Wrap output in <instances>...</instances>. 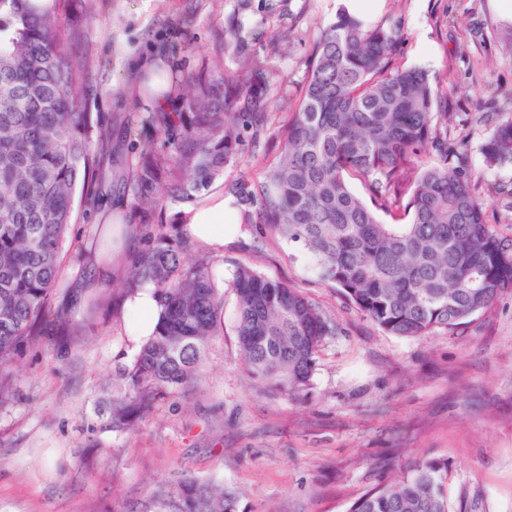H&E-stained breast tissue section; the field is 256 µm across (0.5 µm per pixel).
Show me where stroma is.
I'll use <instances>...</instances> for the list:
<instances>
[{
	"mask_svg": "<svg viewBox=\"0 0 512 512\" xmlns=\"http://www.w3.org/2000/svg\"><path fill=\"white\" fill-rule=\"evenodd\" d=\"M344 0H104L81 16L67 0L63 26L81 24V51L100 60L90 109L102 124L127 123L112 138L119 165H134L149 98L135 83L142 57L161 58L174 78L216 56L224 66L264 61L276 75L267 127L246 128L225 179L260 180L280 150L279 127L301 98L312 46ZM364 19L397 25L396 65L453 84L451 139L467 143V172L486 201L484 221L512 237V166L487 168L480 153L512 93V11L502 0H382ZM135 224L131 193L113 184L100 211L76 201L67 238L93 254L100 212ZM214 254L224 325L196 382L160 400L130 429L112 427L120 371L140 342L130 336L123 282L142 241L125 238L106 290L67 302L64 326L16 356L0 397V512H135L159 484L190 479L233 490L239 512H348L365 491L415 463L447 464L450 512H512V291L453 331L419 337L383 332L300 249L268 227ZM297 288L338 330L323 344L297 401L247 376L235 336L236 265Z\"/></svg>",
	"mask_w": 512,
	"mask_h": 512,
	"instance_id": "1",
	"label": "stroma"
}]
</instances>
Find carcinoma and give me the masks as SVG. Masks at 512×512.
<instances>
[{
  "instance_id": "carcinoma-1",
  "label": "carcinoma",
  "mask_w": 512,
  "mask_h": 512,
  "mask_svg": "<svg viewBox=\"0 0 512 512\" xmlns=\"http://www.w3.org/2000/svg\"><path fill=\"white\" fill-rule=\"evenodd\" d=\"M58 2L0 0V394L15 356L64 317L51 304L67 260L76 191L90 204L112 181V149L98 150L88 110L91 67L76 51L83 30H64ZM401 35L342 8L314 43L304 93L262 179L224 182L248 224L297 243L373 324L395 336L452 331L512 290V239L484 223L485 201L465 171L461 142H448L450 85L427 70L394 65ZM273 77L256 59L235 70L223 57L169 88L177 105L143 120L128 174L132 207L152 214L206 190L235 158L242 131L263 123ZM164 138V149L157 146ZM437 162L416 159L429 152ZM489 167L512 165V100L481 145ZM371 196L356 195L349 180ZM408 196L406 224L377 210ZM125 288L154 287L159 319L113 398L112 428L195 381L210 337L224 323L213 263L154 224L138 228ZM238 347L249 377L290 398L308 385L336 322L288 285L236 266ZM139 512H237V496L197 480L165 484ZM348 512H448L447 466L427 460L369 490Z\"/></svg>"
}]
</instances>
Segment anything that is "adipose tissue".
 Wrapping results in <instances>:
<instances>
[{"instance_id": "1", "label": "adipose tissue", "mask_w": 512, "mask_h": 512, "mask_svg": "<svg viewBox=\"0 0 512 512\" xmlns=\"http://www.w3.org/2000/svg\"><path fill=\"white\" fill-rule=\"evenodd\" d=\"M242 207L235 196L215 190L202 201L184 206L177 220L183 224L190 242L203 249H223L225 241L241 232L238 214ZM130 333L137 337L152 334L158 317V308L152 287H144L125 301Z\"/></svg>"}]
</instances>
